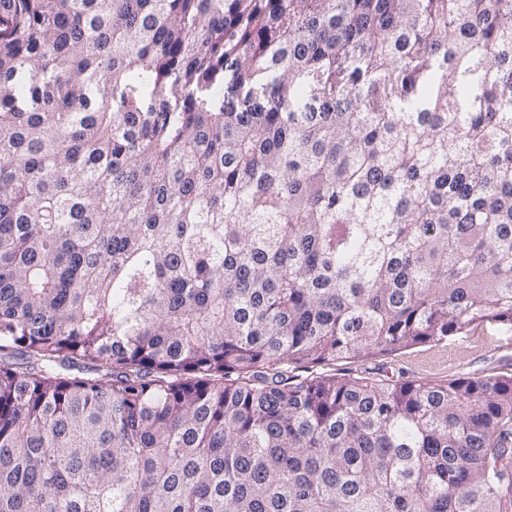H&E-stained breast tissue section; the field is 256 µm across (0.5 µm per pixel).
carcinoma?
<instances>
[{"label":"carcinoma","instance_id":"carcinoma-1","mask_svg":"<svg viewBox=\"0 0 512 512\" xmlns=\"http://www.w3.org/2000/svg\"><path fill=\"white\" fill-rule=\"evenodd\" d=\"M487 322L512 0H0V512H512V374L318 371Z\"/></svg>","mask_w":512,"mask_h":512}]
</instances>
